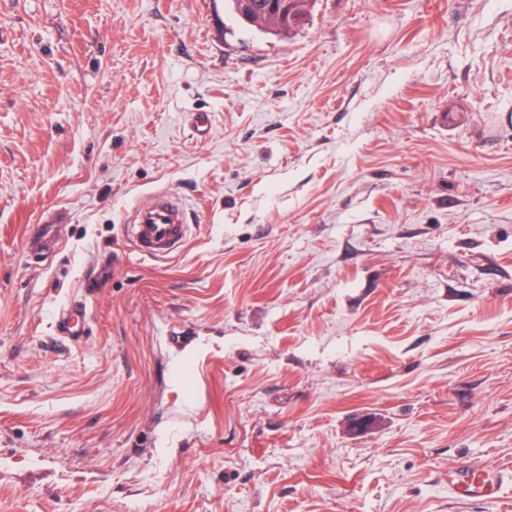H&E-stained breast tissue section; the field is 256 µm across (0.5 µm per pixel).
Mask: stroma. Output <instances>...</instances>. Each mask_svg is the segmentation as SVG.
Wrapping results in <instances>:
<instances>
[{"instance_id": "stroma-1", "label": "stroma", "mask_w": 512, "mask_h": 512, "mask_svg": "<svg viewBox=\"0 0 512 512\" xmlns=\"http://www.w3.org/2000/svg\"><path fill=\"white\" fill-rule=\"evenodd\" d=\"M506 113L512 0H0V512H512ZM281 14L267 8V0H225L228 9L252 29L275 37H287L300 28L311 14L314 0H287ZM131 250L152 259H165L185 244L192 222L183 199L163 189L132 209L128 216ZM60 224H37V229L30 238V248L34 255H45L53 251L58 242ZM85 311V305L80 301H74L63 309L56 325L60 336L70 341H78L84 335ZM507 478L510 479V472L478 469L468 461H461L448 470V489L464 498L494 501Z\"/></svg>"}]
</instances>
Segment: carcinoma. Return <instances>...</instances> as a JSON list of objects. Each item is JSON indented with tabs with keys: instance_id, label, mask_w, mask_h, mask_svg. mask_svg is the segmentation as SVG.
Listing matches in <instances>:
<instances>
[{
	"instance_id": "obj_1",
	"label": "carcinoma",
	"mask_w": 512,
	"mask_h": 512,
	"mask_svg": "<svg viewBox=\"0 0 512 512\" xmlns=\"http://www.w3.org/2000/svg\"><path fill=\"white\" fill-rule=\"evenodd\" d=\"M228 9L252 29L275 37H286L300 28L311 14L314 0H288L281 12L267 8V0H225Z\"/></svg>"
}]
</instances>
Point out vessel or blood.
I'll return each instance as SVG.
<instances>
[{
    "label": "vessel or blood",
    "instance_id": "obj_1",
    "mask_svg": "<svg viewBox=\"0 0 512 512\" xmlns=\"http://www.w3.org/2000/svg\"><path fill=\"white\" fill-rule=\"evenodd\" d=\"M192 222V215L182 198L173 191L163 189L132 209L128 216V241L131 250L152 259H164L185 244ZM58 224L38 225L29 244L34 254L45 255L53 251L58 242ZM85 306L82 302L70 303L60 313L57 330L60 336L76 341L84 334ZM506 472L480 469L463 461L448 472V488L458 495L483 501L496 500Z\"/></svg>",
    "mask_w": 512,
    "mask_h": 512
}]
</instances>
